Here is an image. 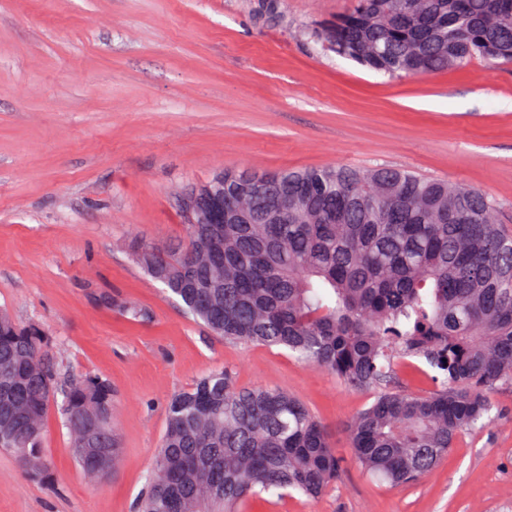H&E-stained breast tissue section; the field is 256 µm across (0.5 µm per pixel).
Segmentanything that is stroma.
I'll return each mask as SVG.
<instances>
[{
	"instance_id": "1",
	"label": "stroma",
	"mask_w": 512,
	"mask_h": 512,
	"mask_svg": "<svg viewBox=\"0 0 512 512\" xmlns=\"http://www.w3.org/2000/svg\"><path fill=\"white\" fill-rule=\"evenodd\" d=\"M353 4L0 0V309L48 337L60 377L111 385L121 448L111 474L88 478L50 407L52 475L31 477L0 449V512H135L169 399L224 369L297 396L344 460L318 498L238 512H512V388L417 484L378 483L347 433L368 395L285 349L211 334L126 250L134 237L185 242L180 191L224 169H405L481 190L512 234V62L373 72L319 37Z\"/></svg>"
}]
</instances>
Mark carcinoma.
<instances>
[{
    "mask_svg": "<svg viewBox=\"0 0 512 512\" xmlns=\"http://www.w3.org/2000/svg\"><path fill=\"white\" fill-rule=\"evenodd\" d=\"M496 0H355L321 36L336 55L392 77L512 62V18ZM264 191L224 225V251L205 266L212 225L190 224L177 252L142 240L132 258L212 333L281 347L372 403L348 425L355 461L392 485L419 480L465 434L492 420V391L512 387V238L494 201L461 184L390 167H314L263 175L224 171V196ZM288 200V223L268 224ZM426 364L434 389L410 393L400 368ZM74 456L96 467L93 440L119 453L112 389L58 378L48 339L0 310V449L23 471L49 474L42 448L50 403ZM343 472L326 427L284 390L205 374L167 405L166 429L140 512H234L250 498L319 496Z\"/></svg>",
    "mask_w": 512,
    "mask_h": 512,
    "instance_id": "carcinoma-1",
    "label": "carcinoma"
}]
</instances>
